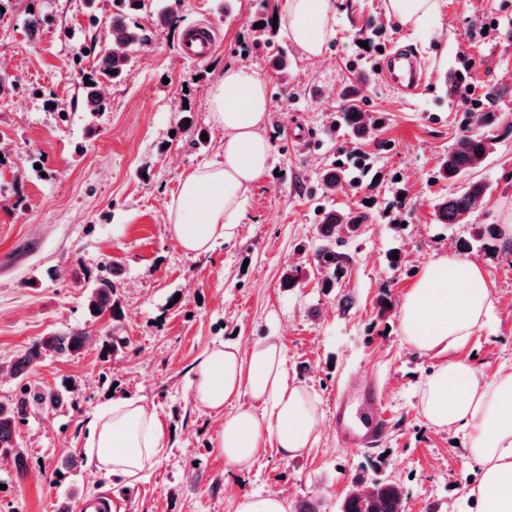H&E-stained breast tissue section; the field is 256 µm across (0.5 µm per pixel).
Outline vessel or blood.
I'll return each instance as SVG.
<instances>
[{
  "label": "vessel or blood",
  "mask_w": 512,
  "mask_h": 512,
  "mask_svg": "<svg viewBox=\"0 0 512 512\" xmlns=\"http://www.w3.org/2000/svg\"><path fill=\"white\" fill-rule=\"evenodd\" d=\"M216 43L211 28L198 26L183 34L182 54L191 60L210 58ZM386 78L403 92L415 95L424 88V73L414 52L393 46L381 63ZM390 423L384 411V398L375 382L362 381L356 393L340 397L331 416V429L346 448H374L381 444Z\"/></svg>",
  "instance_id": "b4317fda"
}]
</instances>
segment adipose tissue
<instances>
[{
    "label": "adipose tissue",
    "mask_w": 512,
    "mask_h": 512,
    "mask_svg": "<svg viewBox=\"0 0 512 512\" xmlns=\"http://www.w3.org/2000/svg\"><path fill=\"white\" fill-rule=\"evenodd\" d=\"M439 8L440 0L384 4L387 19L415 29ZM334 16L333 0H286L288 36L307 58L321 55ZM268 103L266 80L250 67L226 68L212 86L210 119L224 130V158L187 175L168 206L169 231L186 253L201 255L216 242L237 237L249 193L272 167L265 135ZM493 308L483 269L445 253L422 268L399 305L398 319L412 349L439 359L421 387L419 408L432 427L466 431V456L482 469L478 484L467 489L476 512H512V370L489 375L450 355ZM191 373L195 402L224 417L214 445L226 465L245 466L268 444L294 457L317 439L319 400L289 381L276 338L245 351L235 343L212 345ZM166 445V431L155 415L137 399L118 398L97 412L85 448L98 468L131 479Z\"/></svg>",
    "instance_id": "obj_1"
}]
</instances>
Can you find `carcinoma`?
Returning a JSON list of instances; mask_svg holds the SVG:
<instances>
[{
    "label": "carcinoma",
    "mask_w": 512,
    "mask_h": 512,
    "mask_svg": "<svg viewBox=\"0 0 512 512\" xmlns=\"http://www.w3.org/2000/svg\"><path fill=\"white\" fill-rule=\"evenodd\" d=\"M144 40V28L130 25L124 15H118L112 20V46L103 49L102 55L95 67L94 73L86 76L85 85L88 89L90 103L99 107L102 102L98 90L97 76L112 81H122L128 78L125 49ZM345 123L358 137L369 133L370 127L376 125V120L359 111L351 105L343 113ZM492 150V141L478 135H464L459 138L448 157L439 167V176L444 179H456L468 175L476 169L482 160ZM487 192L486 185L480 180H471L462 190L451 194L436 204L440 221L444 224H459L474 206L482 202ZM366 220L365 214L350 215L330 213L322 221L324 237L344 230L349 234L357 231L360 224ZM318 264L328 270L332 276L338 277L343 272L345 256L330 245L321 246L315 253ZM116 285L113 279L102 274L92 288L88 303L89 312L98 315L110 309L117 312L118 303L115 300ZM84 344V337L78 332L61 336L53 334L44 336L33 344L14 363L16 374L24 376L30 373L40 362L42 353L46 350L58 354H68L78 351ZM67 404L66 396L56 390L28 386L23 396L10 404L0 403V452L12 451L18 447V425L28 413V408L58 410ZM403 494L401 487L390 480H376L372 483L369 496L363 497L357 493L347 496L339 505V512H403Z\"/></svg>",
    "instance_id": "cac0c4a2"
}]
</instances>
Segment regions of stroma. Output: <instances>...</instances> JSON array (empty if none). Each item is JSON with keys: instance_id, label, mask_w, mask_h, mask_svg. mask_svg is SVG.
Here are the masks:
<instances>
[{"instance_id": "stroma-1", "label": "stroma", "mask_w": 512, "mask_h": 512, "mask_svg": "<svg viewBox=\"0 0 512 512\" xmlns=\"http://www.w3.org/2000/svg\"><path fill=\"white\" fill-rule=\"evenodd\" d=\"M284 5L141 0L127 12L149 38L128 50L127 80L103 82L94 112L81 75L111 41L122 0H0V402L17 400L26 383L68 385L70 399L22 423L26 472L0 455V512H58L97 493L124 512H234L242 494L275 491L287 512H337L355 484L376 478L401 485L404 512H474L463 489L477 466L463 433L432 428L420 413L435 360L405 342L398 307L435 254L469 242L466 256L484 268L495 307L455 355L490 374L512 366V250L475 238L479 225L502 224L512 211V0H441L435 23L421 29L388 21L384 0H334L333 33L314 60L280 26L258 42L260 22ZM200 23L219 32L205 63L180 50ZM366 27L382 47L415 52L422 93L403 97L379 54H360ZM283 54L284 74L273 67ZM238 65L267 81L272 172L252 188L238 237L189 255L169 234L168 206L188 174L223 158L209 94ZM355 86L360 110L380 119L363 139L342 122ZM470 112L498 117L484 130L493 147L476 172L488 194L466 223L444 224L436 204L463 183L436 171ZM356 152L369 176L326 191L324 172ZM329 211L367 216L355 235L333 239L348 257L335 281L315 258ZM104 264L117 317L87 309ZM296 268L299 282L286 287ZM73 331L85 338L81 350L44 356L24 380L10 373L42 337ZM114 336L125 345L106 353ZM267 336L278 337L289 379L318 396L319 438L297 458L266 447L231 468L212 445L224 419L194 402L190 369L214 343L245 349ZM367 374L393 424L378 448H345L330 430L336 395ZM111 395L140 399L168 434L158 462L134 482L98 471L84 453L88 423Z\"/></svg>"}]
</instances>
